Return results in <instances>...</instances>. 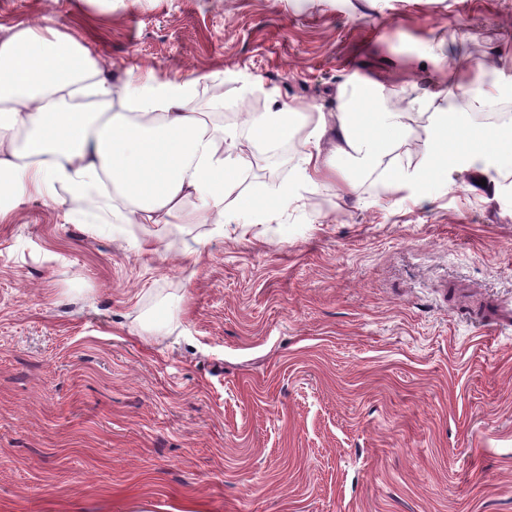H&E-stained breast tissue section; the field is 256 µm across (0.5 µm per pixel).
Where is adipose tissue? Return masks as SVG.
Listing matches in <instances>:
<instances>
[{
    "label": "adipose tissue",
    "instance_id": "obj_1",
    "mask_svg": "<svg viewBox=\"0 0 512 512\" xmlns=\"http://www.w3.org/2000/svg\"><path fill=\"white\" fill-rule=\"evenodd\" d=\"M106 69L92 37L55 25L22 22L0 38V184L9 186L0 224L11 223L23 203L39 201L98 237L112 239L120 227L147 240L192 199L202 223H223L238 140L194 111L196 78L159 85L147 77L118 87ZM448 95L433 92L423 166L395 180L393 190L473 155L471 129L464 113L449 117ZM351 99L349 88H340L336 112L301 142L299 180L329 186L337 155L346 154L353 163L345 181L355 185L401 135L398 113L369 106L355 112Z\"/></svg>",
    "mask_w": 512,
    "mask_h": 512
}]
</instances>
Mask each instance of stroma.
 Returning <instances> with one entry per match:
<instances>
[{
    "mask_svg": "<svg viewBox=\"0 0 512 512\" xmlns=\"http://www.w3.org/2000/svg\"><path fill=\"white\" fill-rule=\"evenodd\" d=\"M20 22L95 29L117 86L194 74L240 140L276 102L295 124L237 154L225 223L187 203L150 252L34 201L0 224V512H512V326L451 294L512 297V138L389 191L447 64L512 99V0H0ZM359 80L403 133L332 196L297 150ZM296 199L293 192L288 189L283 191L279 196L276 197H265L258 195L242 202L240 205V211L248 216L253 212H260L266 216H271L282 209L288 207V205Z\"/></svg>",
    "mask_w": 512,
    "mask_h": 512,
    "instance_id": "35a3bbf8",
    "label": "stroma"
}]
</instances>
